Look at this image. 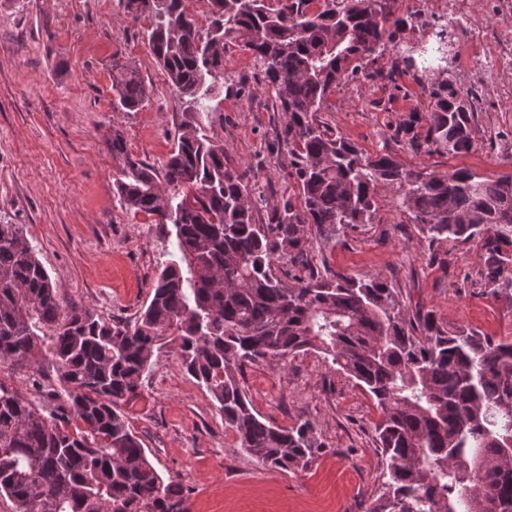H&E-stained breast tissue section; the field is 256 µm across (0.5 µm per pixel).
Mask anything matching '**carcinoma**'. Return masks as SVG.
<instances>
[{
	"instance_id": "carcinoma-1",
	"label": "carcinoma",
	"mask_w": 512,
	"mask_h": 512,
	"mask_svg": "<svg viewBox=\"0 0 512 512\" xmlns=\"http://www.w3.org/2000/svg\"><path fill=\"white\" fill-rule=\"evenodd\" d=\"M208 0V25L183 0H126L151 17L147 42L164 77L191 106L158 170L125 157L116 190L133 213L154 218L170 259L132 325L107 324L59 298L19 224H0V367L44 359L61 392L46 406L0 378V497L14 512H190L189 489L164 481L124 407L165 350L210 393L239 447L263 465L304 469L321 450L310 419L281 428L254 409L237 370L246 361L323 355L380 410L386 470L365 512H512V339L433 314L406 317L379 277L274 273L275 256L306 263L307 231L333 238L371 224L381 187L429 244L482 242L488 294L512 304V175L488 179L407 170L390 153L370 156L321 120L342 84L393 78L400 66L431 87L432 109L396 128L415 152L473 144L467 99L448 82V27L399 49L407 20L391 0ZM236 42L260 63L286 116L298 197L261 209L224 146L204 133L224 52ZM390 51L389 70L377 67ZM123 112L144 106L137 74L112 75ZM426 122L425 135L414 124Z\"/></svg>"
}]
</instances>
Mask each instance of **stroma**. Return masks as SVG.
Here are the masks:
<instances>
[{
    "instance_id": "stroma-1",
    "label": "stroma",
    "mask_w": 512,
    "mask_h": 512,
    "mask_svg": "<svg viewBox=\"0 0 512 512\" xmlns=\"http://www.w3.org/2000/svg\"><path fill=\"white\" fill-rule=\"evenodd\" d=\"M394 10L408 20L401 44H422L445 23L448 0H396ZM460 10L449 30L448 80L473 103L470 150L416 153L396 138V126L432 105L429 88L409 70L393 81L359 76L338 87L323 121L365 153H392L411 170L512 174V0H462ZM149 25L125 0H0V222L22 225L61 298L109 323L134 320L167 259L161 230L116 192L126 158L162 167L183 119L147 45ZM121 66L147 88L139 111L113 109L112 74ZM224 79L207 135L223 144L258 204L298 195L276 140L285 117L253 55L230 44ZM116 131L122 156L112 152ZM308 259L284 258L275 268L301 277L327 269L377 276L395 289L407 317L431 312L449 328L512 337V305L490 297L479 280L480 242L428 244L396 210L390 189L380 191L375 223L312 238ZM238 378L267 421L285 428L310 419L324 450L303 470L262 465L239 448L177 355L161 354L126 412L157 472L189 489L191 512H364L383 471L372 397L312 351L245 364Z\"/></svg>"
}]
</instances>
